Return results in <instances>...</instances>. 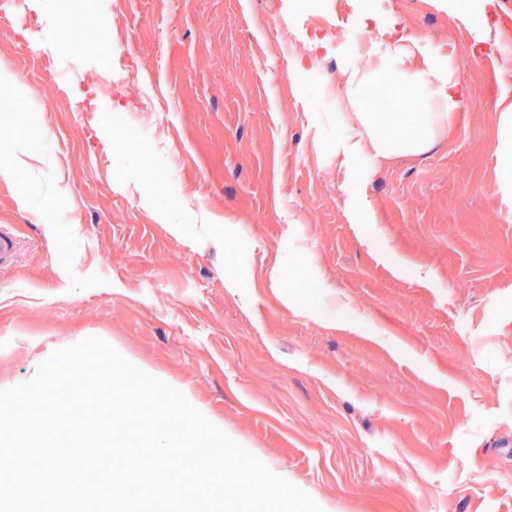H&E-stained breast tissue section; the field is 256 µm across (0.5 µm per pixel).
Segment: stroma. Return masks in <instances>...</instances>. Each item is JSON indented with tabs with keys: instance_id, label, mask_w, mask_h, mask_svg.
Here are the masks:
<instances>
[{
	"instance_id": "1",
	"label": "stroma",
	"mask_w": 512,
	"mask_h": 512,
	"mask_svg": "<svg viewBox=\"0 0 512 512\" xmlns=\"http://www.w3.org/2000/svg\"><path fill=\"white\" fill-rule=\"evenodd\" d=\"M288 2L115 0L100 24L140 79L106 92L96 44L62 37L68 0L0 23L32 90L0 88V163L44 158L0 182L22 243L0 269V390L98 337L322 512H512V207L492 149L512 0L478 25L433 0H318L316 20ZM386 15L450 55L465 96L427 153L345 171L346 105L290 73L280 35H328L334 86ZM154 92L163 111H136Z\"/></svg>"
}]
</instances>
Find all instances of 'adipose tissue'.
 I'll return each instance as SVG.
<instances>
[{
    "mask_svg": "<svg viewBox=\"0 0 512 512\" xmlns=\"http://www.w3.org/2000/svg\"><path fill=\"white\" fill-rule=\"evenodd\" d=\"M384 50L343 68L339 92L352 117L336 140V159L349 168L370 152L378 159L400 150L417 155L437 143L440 129L446 128L460 111L463 89L449 55L429 51L421 39L407 28L384 27ZM384 83L413 86L423 102L392 119L387 112H368L361 104L363 90ZM498 131L495 152L499 159V182L505 200H512V98L503 97L497 106Z\"/></svg>",
    "mask_w": 512,
    "mask_h": 512,
    "instance_id": "adipose-tissue-1",
    "label": "adipose tissue"
}]
</instances>
